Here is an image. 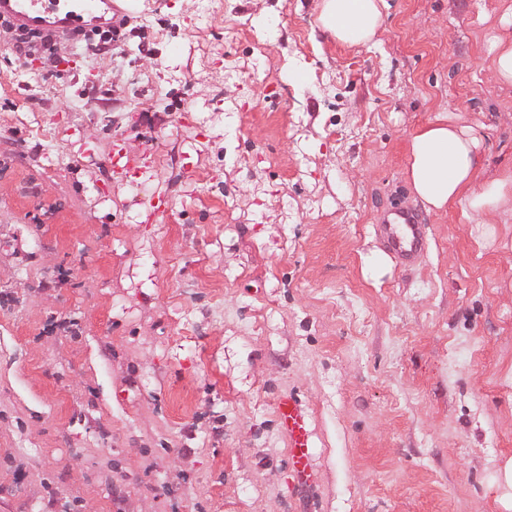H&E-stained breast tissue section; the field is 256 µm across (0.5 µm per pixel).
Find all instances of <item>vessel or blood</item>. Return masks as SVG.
Masks as SVG:
<instances>
[{
    "instance_id": "vessel-or-blood-1",
    "label": "vessel or blood",
    "mask_w": 512,
    "mask_h": 512,
    "mask_svg": "<svg viewBox=\"0 0 512 512\" xmlns=\"http://www.w3.org/2000/svg\"><path fill=\"white\" fill-rule=\"evenodd\" d=\"M0 20L25 32L92 35L111 28L112 0H0ZM379 231L387 249L401 262L414 261L425 249L422 220L412 209L389 208L380 219ZM276 412L288 437L294 477L300 483H310L314 470L306 414L289 396L280 399Z\"/></svg>"
}]
</instances>
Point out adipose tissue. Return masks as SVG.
Masks as SVG:
<instances>
[{"mask_svg": "<svg viewBox=\"0 0 512 512\" xmlns=\"http://www.w3.org/2000/svg\"><path fill=\"white\" fill-rule=\"evenodd\" d=\"M386 0H320L317 26L336 42L349 46L372 43L384 22ZM502 32L493 37L488 70L499 83L512 85V7L500 19ZM482 137L438 115L421 126L408 146L406 175L428 209L460 206L464 218L480 215L484 223L512 202V174L482 178Z\"/></svg>", "mask_w": 512, "mask_h": 512, "instance_id": "ef3b65f1", "label": "adipose tissue"}]
</instances>
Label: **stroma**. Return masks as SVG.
Segmentation results:
<instances>
[{"label":"stroma","mask_w":512,"mask_h":512,"mask_svg":"<svg viewBox=\"0 0 512 512\" xmlns=\"http://www.w3.org/2000/svg\"><path fill=\"white\" fill-rule=\"evenodd\" d=\"M317 4L121 0L118 49L51 61L0 34V512H512V203L469 224L404 174L439 114L512 173V0H387L366 46ZM488 55V70L499 83L512 85V33L498 34L493 37ZM379 223L386 248L401 262H412L423 253L426 239L418 212L393 206L383 214ZM276 412L280 427L288 437L294 477L298 482L308 484L312 480L314 470L310 462L306 414L289 396L280 399Z\"/></svg>","instance_id":"35a3bbf8"}]
</instances>
